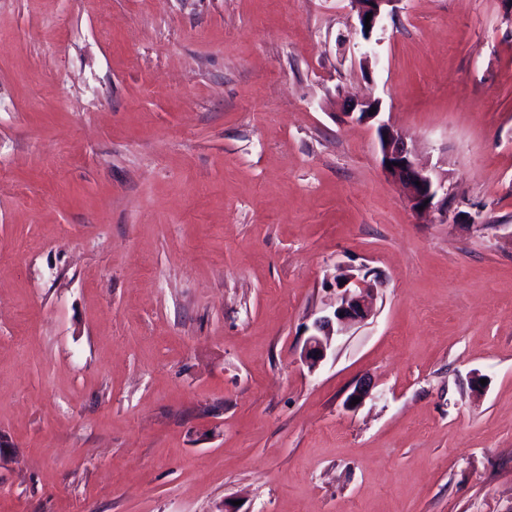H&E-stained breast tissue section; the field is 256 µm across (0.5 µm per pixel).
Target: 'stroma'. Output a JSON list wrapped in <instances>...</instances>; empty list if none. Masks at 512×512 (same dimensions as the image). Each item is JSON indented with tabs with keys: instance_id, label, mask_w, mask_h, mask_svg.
I'll return each instance as SVG.
<instances>
[{
	"instance_id": "35a3bbf8",
	"label": "stroma",
	"mask_w": 512,
	"mask_h": 512,
	"mask_svg": "<svg viewBox=\"0 0 512 512\" xmlns=\"http://www.w3.org/2000/svg\"><path fill=\"white\" fill-rule=\"evenodd\" d=\"M0 512H512V0H0ZM352 2L356 4L360 33L365 40H368L375 27L383 19L387 7L392 6L397 0H352ZM367 13H372L369 30H365ZM348 107L345 114L351 123L368 125L375 130L382 168L389 178L405 190L413 210L437 211L446 217L448 188L445 180L439 177L437 172L425 169L416 163L402 132L388 120L381 118L380 100L368 98L352 102ZM372 108H375V112L369 114ZM384 136H387V140H384ZM387 163H390L391 167H388ZM395 163H399V166H395ZM416 181H419L421 186H417ZM425 200H428L427 204H424ZM419 206H423V210H420ZM335 288L337 292L334 309L315 320L314 333L308 337L301 352V361L311 372L326 358L330 349V336L341 334L349 324L363 323L371 317V310L365 303L373 289L368 275L360 278L353 274H344L336 279Z\"/></svg>"
}]
</instances>
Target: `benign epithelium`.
<instances>
[{"label": "benign epithelium", "instance_id": "benign-epithelium-1", "mask_svg": "<svg viewBox=\"0 0 512 512\" xmlns=\"http://www.w3.org/2000/svg\"><path fill=\"white\" fill-rule=\"evenodd\" d=\"M356 4L360 33L369 39L372 30L383 19L387 7L396 0H352ZM372 14L370 29H365V17ZM346 117L350 122L368 125L375 130L381 165L386 175L405 190L407 199L413 208L437 211L448 215V188L445 180L437 172L419 166L400 130L381 118V102L368 98L349 104ZM336 302L334 309L319 317L313 323L312 333L301 352V361L309 371H314L326 358L330 349L328 337L339 335L349 324H359L371 317L366 298L372 292L373 285L368 277L360 278L353 274H344L336 279Z\"/></svg>", "mask_w": 512, "mask_h": 512}]
</instances>
